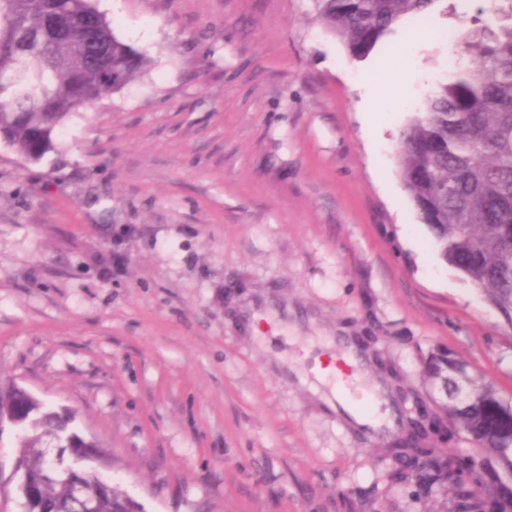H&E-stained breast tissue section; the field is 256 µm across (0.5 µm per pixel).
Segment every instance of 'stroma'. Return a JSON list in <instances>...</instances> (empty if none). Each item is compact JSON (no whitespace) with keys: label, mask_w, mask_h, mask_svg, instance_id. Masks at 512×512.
Listing matches in <instances>:
<instances>
[{"label":"stroma","mask_w":512,"mask_h":512,"mask_svg":"<svg viewBox=\"0 0 512 512\" xmlns=\"http://www.w3.org/2000/svg\"><path fill=\"white\" fill-rule=\"evenodd\" d=\"M148 69L72 114L43 160L0 143V389L102 444L141 512H444L392 484L376 362L424 391L444 348L512 397V326L438 257L403 130L478 0L349 54L313 0H96ZM380 121L362 103L375 88ZM372 336L370 347L358 337ZM0 426V512H22Z\"/></svg>","instance_id":"1"}]
</instances>
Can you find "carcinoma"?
<instances>
[{"label":"carcinoma","instance_id":"cac0c4a2","mask_svg":"<svg viewBox=\"0 0 512 512\" xmlns=\"http://www.w3.org/2000/svg\"><path fill=\"white\" fill-rule=\"evenodd\" d=\"M438 0H313L317 18L352 56L367 57L403 21ZM460 51L425 110L403 131L399 173L438 255L474 283L512 325V0L478 7ZM149 65L119 39L94 0H0V141L29 161L53 149L74 112L118 91ZM430 415L399 407L407 432L388 448L389 477L430 495L447 492L448 512H512V398L502 396L455 354L424 362ZM23 421L17 460L33 486L24 512H122L129 497L94 483L76 492L83 471H54L45 444L68 460L108 462L97 442L72 433L70 416L18 388L0 392V422ZM460 441L467 448H457Z\"/></svg>","mask_w":512,"mask_h":512}]
</instances>
